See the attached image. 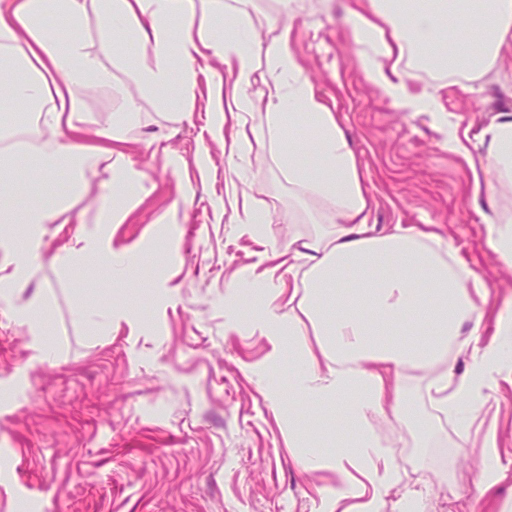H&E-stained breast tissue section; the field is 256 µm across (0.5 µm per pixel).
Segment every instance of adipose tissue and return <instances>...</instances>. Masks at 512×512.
Here are the masks:
<instances>
[{
	"label": "adipose tissue",
	"instance_id": "ef3b65f1",
	"mask_svg": "<svg viewBox=\"0 0 512 512\" xmlns=\"http://www.w3.org/2000/svg\"><path fill=\"white\" fill-rule=\"evenodd\" d=\"M277 2L278 14L264 18L276 35L262 48L253 18L231 12L222 0H0V97L37 114L34 136L53 135L36 166L52 192L37 207H16V157L0 152V223L32 231L56 223L102 165L121 201L103 207L97 221L123 223L154 188L152 176L126 161L122 150L125 123L139 112L141 95H162L168 108L187 105L197 58L221 57L224 71L214 81L220 88L225 78L233 80L229 112L242 125L264 112L261 136L276 147L293 198L312 206L313 232L283 249L289 268H305L298 291L288 294L297 307L282 313L280 291L267 292L256 302V326L262 335L287 340L299 395L347 406L345 424L356 436L336 457L319 454L311 440L302 442L307 460L336 471L331 503L355 499L358 512H384L399 468L362 432L367 413L405 421L410 407L402 381L407 370L421 368L432 372L424 388L429 405L467 425L485 404L484 389L512 370V314L499 312L493 340L481 343L465 326L481 323L486 288L442 236L428 224L386 232L370 224L371 201L340 116L317 97L289 45L298 0ZM228 15L234 27L214 39ZM92 21L103 30L95 46L84 35ZM344 25L365 78L396 108L429 113L441 146L465 157L487 246L512 268V210L502 203L512 190V107L499 109L475 136H463L423 84L434 74L452 83L492 76L512 91L506 70L512 0H355ZM260 48L262 68L256 63ZM116 64L130 70L139 91L123 92L117 119L87 140L81 91L111 83ZM258 83L268 90L261 98L252 92ZM307 127L318 142L312 163L304 160L299 137ZM452 349L469 354L463 375L449 365Z\"/></svg>",
	"mask_w": 512,
	"mask_h": 512
}]
</instances>
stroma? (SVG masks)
Here are the masks:
<instances>
[{
  "instance_id": "35a3bbf8",
  "label": "stroma",
  "mask_w": 512,
  "mask_h": 512,
  "mask_svg": "<svg viewBox=\"0 0 512 512\" xmlns=\"http://www.w3.org/2000/svg\"><path fill=\"white\" fill-rule=\"evenodd\" d=\"M347 0H303L290 45L317 91L339 113L373 200L378 229L431 224L488 289V311L512 304V272L486 244L470 199L471 170L448 152L424 113L397 110L364 77L358 47L339 22ZM216 59H198L188 115L141 98L125 153L150 169L155 192L125 223H97L109 173L99 169L57 224L27 246L19 225L0 226V512H329L336 474L306 465L291 428L335 456L336 408L293 387L287 346L260 335L237 294L287 288L294 276L270 243L307 235V207L284 222L289 186L267 140L232 160L237 128L216 124L209 82ZM450 120L479 127L512 96L493 82L470 92L429 76ZM248 195L271 222L241 223ZM36 260L15 274L12 255ZM80 253L77 267L55 260ZM130 262L114 282L99 252ZM40 301L30 320L25 310ZM409 372L410 417L368 415L400 466L386 512L409 490L424 512H500L512 497V375L485 392L469 432L421 398ZM500 475L484 487L485 469Z\"/></svg>"
}]
</instances>
